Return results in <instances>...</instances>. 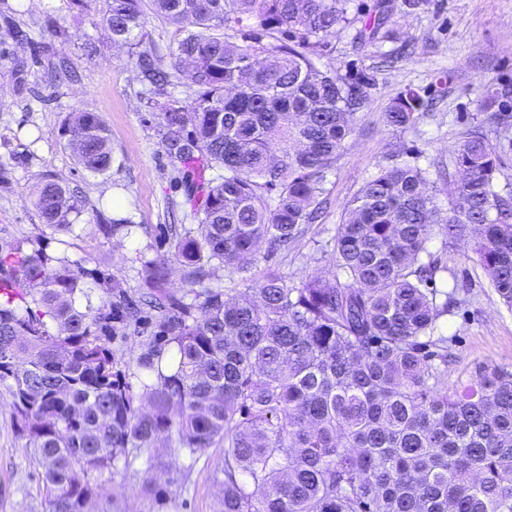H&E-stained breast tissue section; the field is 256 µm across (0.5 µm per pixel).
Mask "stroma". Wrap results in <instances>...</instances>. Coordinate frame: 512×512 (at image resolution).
<instances>
[{
	"instance_id": "35a3bbf8",
	"label": "stroma",
	"mask_w": 512,
	"mask_h": 512,
	"mask_svg": "<svg viewBox=\"0 0 512 512\" xmlns=\"http://www.w3.org/2000/svg\"><path fill=\"white\" fill-rule=\"evenodd\" d=\"M393 34L360 45L352 34L336 36L317 50V65L371 80L368 101L355 116V132L326 183V210L288 250H260L259 267L273 265L293 279L324 274L334 265L331 238L347 202L380 166L399 152L419 150L418 163L439 190L466 132L485 120L482 93L506 91L503 110L512 116V0H427L409 9L394 0ZM22 27L30 41L7 33ZM127 44L113 43L103 27L90 24L74 0H0V247L38 233L42 221L30 201L47 180L79 187L85 211L74 232L51 241L50 253H65L89 268L143 285L137 252L152 242L159 224H193L178 174L159 144L156 115L167 99L189 105L192 83L182 78L173 96L143 81ZM66 58L72 80L48 82V64ZM412 88L433 106L415 126L395 130L385 123L391 99ZM94 112L108 128L112 166L102 175L87 171L68 146L62 127L71 113ZM140 224L131 239H104L97 226L113 212ZM447 273L438 287L464 282L457 305L440 320L448 336L449 384L468 379L476 367L512 370V312L506 311L481 269L458 241L433 244ZM224 451L205 449L190 461L166 445L142 450L129 468L101 477L99 512H221ZM158 494L139 493L145 482ZM35 457L26 452L8 403H0V512H48Z\"/></svg>"
}]
</instances>
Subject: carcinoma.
Wrapping results in <instances>:
<instances>
[{"instance_id":"carcinoma-1","label":"carcinoma","mask_w":512,"mask_h":512,"mask_svg":"<svg viewBox=\"0 0 512 512\" xmlns=\"http://www.w3.org/2000/svg\"><path fill=\"white\" fill-rule=\"evenodd\" d=\"M103 2L92 23L117 43L135 40L146 6L176 26L172 70L151 48L136 64L161 92L192 65L194 101L161 109L157 133L197 224L166 227L169 256L141 261L136 297L118 276L47 252L85 207L66 184L36 193L45 231L0 248V400L37 460L49 512H93L98 477L160 439L190 459L224 448L221 512H512V371L482 367L448 386V337L435 330L464 284L438 289L444 267L430 250L471 240L512 311V184L499 183L512 141L469 130L446 204L417 161L380 167L336 225L334 272L257 275L260 243L286 247L316 219L367 102L368 81L312 55L351 27L360 44L389 38L394 4L378 0L362 19L352 0ZM232 25L247 41L225 36ZM501 97L483 92L491 123L503 120ZM425 106L404 90L386 123L410 128ZM63 134L86 170L111 168L98 114L73 113ZM137 228L97 225L107 239ZM216 268L245 289L206 286ZM149 324L132 379L115 345Z\"/></svg>"}]
</instances>
